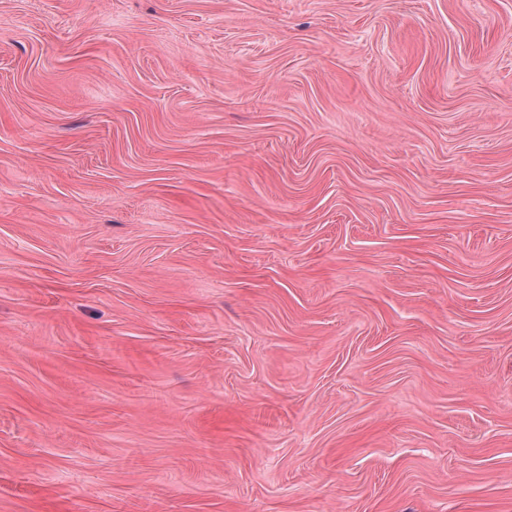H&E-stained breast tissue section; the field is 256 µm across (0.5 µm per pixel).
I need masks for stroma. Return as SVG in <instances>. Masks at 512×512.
Here are the masks:
<instances>
[{"mask_svg": "<svg viewBox=\"0 0 512 512\" xmlns=\"http://www.w3.org/2000/svg\"><path fill=\"white\" fill-rule=\"evenodd\" d=\"M0 512H512V0H0Z\"/></svg>", "mask_w": 512, "mask_h": 512, "instance_id": "stroma-1", "label": "stroma"}]
</instances>
